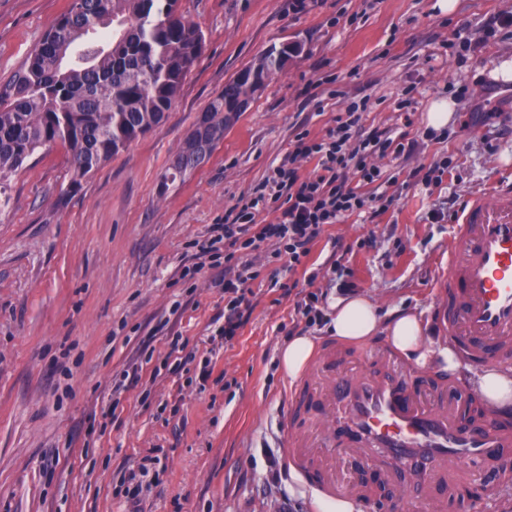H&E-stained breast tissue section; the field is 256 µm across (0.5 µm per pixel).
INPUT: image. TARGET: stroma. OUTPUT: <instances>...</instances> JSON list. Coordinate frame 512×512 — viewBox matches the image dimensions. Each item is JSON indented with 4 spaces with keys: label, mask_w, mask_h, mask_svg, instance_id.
<instances>
[{
    "label": "stroma",
    "mask_w": 512,
    "mask_h": 512,
    "mask_svg": "<svg viewBox=\"0 0 512 512\" xmlns=\"http://www.w3.org/2000/svg\"><path fill=\"white\" fill-rule=\"evenodd\" d=\"M288 2L180 0L205 46L166 121L76 194H61L71 167L59 144L11 177L0 210V512H316L279 428L291 383L281 348L296 335H328L306 327L298 302L316 294L330 314L338 261L357 293L386 312L413 309L438 337L433 284L451 202L512 166V80L492 75L512 61V0H456L449 14L436 0H313L300 14ZM69 4L0 0V83ZM493 13L509 25L489 36L483 23ZM293 42L299 52L265 78L205 162L164 183L225 82ZM440 98L454 102V137H419L408 160L379 159L395 195L380 223L352 215L326 226L307 260L317 274L307 288L294 287L286 258L263 243L252 312L225 341L224 295L210 285L224 257L200 258L197 247L225 207L264 179L296 133L323 134L347 107L370 102L353 130L360 141L376 129L416 134ZM480 112L505 135L486 142ZM448 154L458 165L441 186L410 182L413 168ZM135 360L141 385L113 396Z\"/></svg>",
    "instance_id": "stroma-1"
}]
</instances>
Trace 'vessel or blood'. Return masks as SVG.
<instances>
[{
  "label": "vessel or blood",
  "mask_w": 512,
  "mask_h": 512,
  "mask_svg": "<svg viewBox=\"0 0 512 512\" xmlns=\"http://www.w3.org/2000/svg\"><path fill=\"white\" fill-rule=\"evenodd\" d=\"M438 330L474 368L512 364V175L459 207L435 280ZM287 459L318 496L371 508L361 483L340 484L324 468L331 453L361 461L377 481L386 465L431 489L426 512H446L433 491L475 482L493 467L512 480V417L476 411L469 388L434 371L415 372L387 347L320 343L287 394Z\"/></svg>",
  "instance_id": "obj_1"
}]
</instances>
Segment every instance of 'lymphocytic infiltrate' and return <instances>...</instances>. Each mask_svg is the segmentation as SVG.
Wrapping results in <instances>:
<instances>
[{
  "label": "lymphocytic infiltrate",
  "mask_w": 512,
  "mask_h": 512,
  "mask_svg": "<svg viewBox=\"0 0 512 512\" xmlns=\"http://www.w3.org/2000/svg\"><path fill=\"white\" fill-rule=\"evenodd\" d=\"M362 114L358 106L337 114L322 135L297 133L288 154L273 167L252 192L224 209V221L212 225L213 235L201 245V255L224 251V271L211 280L227 302L222 332L232 340L244 323L248 305L246 285L258 272L254 262L242 260V251L257 249L273 240L282 243L289 271L305 267L312 248L325 226L340 223L352 214H367L377 223L394 198L379 190L382 171L373 165L376 157L406 159L417 141L407 133L391 135L375 130L353 142L352 130ZM313 164L301 173L300 161Z\"/></svg>",
  "instance_id": "lymphocytic-infiltrate-1"
}]
</instances>
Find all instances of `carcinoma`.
I'll list each match as a JSON object with an SVG mask.
<instances>
[{
	"instance_id": "obj_1",
	"label": "carcinoma",
	"mask_w": 512,
	"mask_h": 512,
	"mask_svg": "<svg viewBox=\"0 0 512 512\" xmlns=\"http://www.w3.org/2000/svg\"><path fill=\"white\" fill-rule=\"evenodd\" d=\"M82 47L75 57V42ZM202 32L178 0H71L38 49L0 85V196L9 177L38 149L59 143L71 159L63 194L139 137L159 127L202 54ZM286 49L261 62V78L284 69ZM247 83L235 77L202 112L204 132L190 131L165 181L183 178L224 139L228 116Z\"/></svg>"
}]
</instances>
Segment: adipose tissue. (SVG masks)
<instances>
[{
	"mask_svg": "<svg viewBox=\"0 0 512 512\" xmlns=\"http://www.w3.org/2000/svg\"><path fill=\"white\" fill-rule=\"evenodd\" d=\"M330 308V331L336 337L361 339L381 334L415 364L424 366L439 358L449 368L457 366L448 348L436 345L426 336L423 323L415 312L396 309L382 314L378 303L363 294L333 298Z\"/></svg>",
	"mask_w": 512,
	"mask_h": 512,
	"instance_id": "ef3b65f1",
	"label": "adipose tissue"
}]
</instances>
